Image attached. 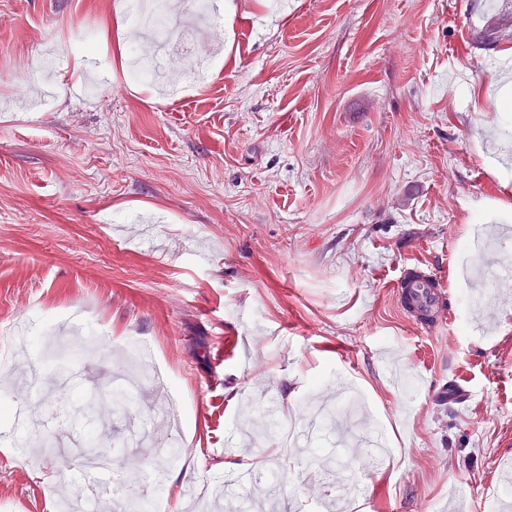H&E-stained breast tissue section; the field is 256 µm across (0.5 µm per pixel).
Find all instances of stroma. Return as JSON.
<instances>
[{
	"instance_id": "stroma-1",
	"label": "stroma",
	"mask_w": 512,
	"mask_h": 512,
	"mask_svg": "<svg viewBox=\"0 0 512 512\" xmlns=\"http://www.w3.org/2000/svg\"><path fill=\"white\" fill-rule=\"evenodd\" d=\"M210 71L172 92L130 79L140 38L124 0H0V397L42 354L24 330L74 317L79 364L137 384L165 371L186 417L142 455L123 423L98 443L122 471L164 470L163 512L226 488L253 457L224 448L275 397L265 443L291 512H321L328 466L347 512H490L512 471V281L489 325L461 246L512 226V39L476 41L512 8L488 0H234ZM60 65L32 81L43 57ZM447 273L452 327L421 328L390 284L406 264ZM104 337L109 349L92 343ZM236 339L223 366L210 358ZM388 450H314L294 428L340 394ZM46 430L0 419V512H57L89 478L62 450L17 457ZM182 455L170 459L169 449Z\"/></svg>"
}]
</instances>
